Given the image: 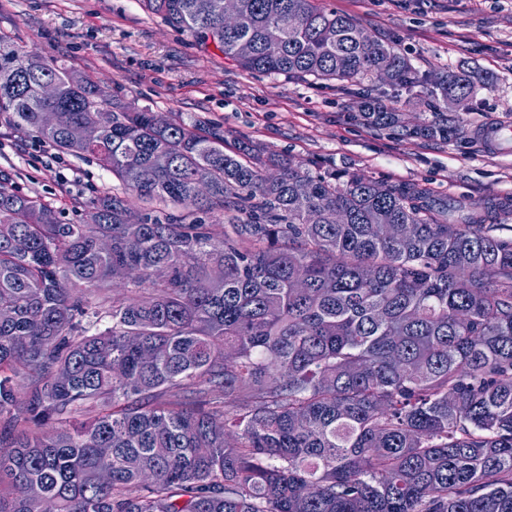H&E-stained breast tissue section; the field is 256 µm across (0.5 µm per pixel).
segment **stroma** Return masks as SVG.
<instances>
[{"instance_id": "1", "label": "stroma", "mask_w": 512, "mask_h": 512, "mask_svg": "<svg viewBox=\"0 0 512 512\" xmlns=\"http://www.w3.org/2000/svg\"><path fill=\"white\" fill-rule=\"evenodd\" d=\"M319 4L394 40L422 73L475 68L493 83L466 110L449 113L447 137L410 136L403 125L350 114L369 95L416 124L432 116L424 98L378 83L339 86L246 70L141 0H0V42L56 60L122 101L218 131L225 148L249 140L324 170L415 184L437 202L488 208L511 235L512 142L494 148L479 132L512 125V0ZM0 177L75 223L87 220L92 197L118 187L95 160L59 152L1 119Z\"/></svg>"}]
</instances>
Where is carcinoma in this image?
Here are the masks:
<instances>
[{
    "instance_id": "carcinoma-1",
    "label": "carcinoma",
    "mask_w": 512,
    "mask_h": 512,
    "mask_svg": "<svg viewBox=\"0 0 512 512\" xmlns=\"http://www.w3.org/2000/svg\"><path fill=\"white\" fill-rule=\"evenodd\" d=\"M143 2L252 72L420 87L439 116L491 82H433L317 0L228 28L224 0ZM2 115L122 191L74 224L0 182V512H512V237L476 206L226 153L0 43Z\"/></svg>"
}]
</instances>
